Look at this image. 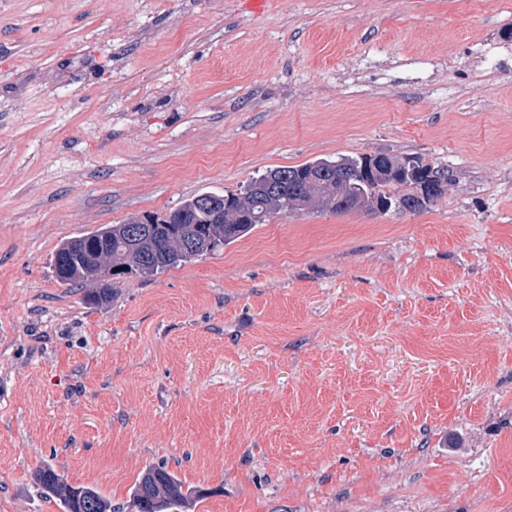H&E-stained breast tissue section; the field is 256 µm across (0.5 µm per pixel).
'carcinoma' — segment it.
Returning <instances> with one entry per match:
<instances>
[{
  "label": "carcinoma",
  "instance_id": "carcinoma-1",
  "mask_svg": "<svg viewBox=\"0 0 512 512\" xmlns=\"http://www.w3.org/2000/svg\"><path fill=\"white\" fill-rule=\"evenodd\" d=\"M407 158L417 165L416 180L433 185L434 194L424 203L412 202V188L392 172ZM407 158L377 153L270 169L235 191L188 196L163 217H135L66 240L56 249L52 266L67 265L63 282L76 288L86 281L116 280L134 273L152 275L180 266L235 242L277 215L354 210L385 214L383 203L399 201L412 205L418 213L444 194L449 174L419 156ZM392 186L404 188L403 193H390ZM94 250L98 255L93 257ZM32 481L60 512H118L99 489L71 485L49 462L33 472ZM193 501L191 489L184 488L165 464L147 468L131 492L135 512H188Z\"/></svg>",
  "mask_w": 512,
  "mask_h": 512
}]
</instances>
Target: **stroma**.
<instances>
[{"instance_id": "1", "label": "stroma", "mask_w": 512, "mask_h": 512, "mask_svg": "<svg viewBox=\"0 0 512 512\" xmlns=\"http://www.w3.org/2000/svg\"><path fill=\"white\" fill-rule=\"evenodd\" d=\"M448 170L96 306L53 254L319 158ZM54 463L132 512H512V0H0V512ZM184 487L167 465L150 466L133 485L130 506L135 512H187L194 498Z\"/></svg>"}]
</instances>
